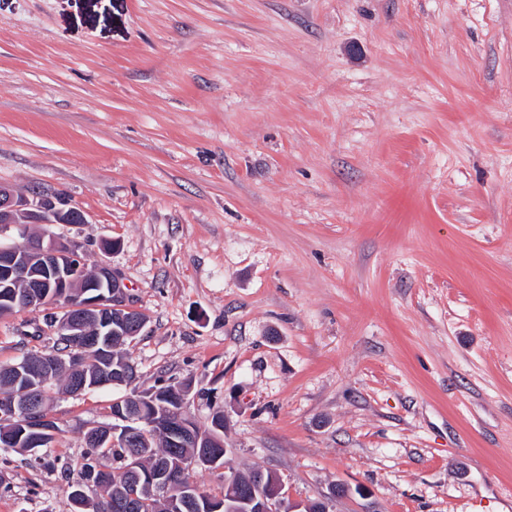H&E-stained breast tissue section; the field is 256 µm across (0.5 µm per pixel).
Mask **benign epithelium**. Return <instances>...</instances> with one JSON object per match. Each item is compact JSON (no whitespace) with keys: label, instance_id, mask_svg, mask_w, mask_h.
Listing matches in <instances>:
<instances>
[{"label":"benign epithelium","instance_id":"obj_1","mask_svg":"<svg viewBox=\"0 0 512 512\" xmlns=\"http://www.w3.org/2000/svg\"><path fill=\"white\" fill-rule=\"evenodd\" d=\"M74 214L79 215V223H88L86 214L60 195L18 198L10 189L0 186V239L6 240L11 234L30 224H64ZM80 251L79 244L64 242L52 236L46 241L40 240L38 245L24 251L5 243L0 246V285L13 288L22 283L41 292L52 288L66 294L71 289L80 287V274L85 272ZM96 279L100 284L98 296L85 299L81 304L71 307L70 311L74 312V316L59 327L51 329V332L79 338L86 335V324L96 320L103 323L106 336L133 338L141 335L146 326V317L128 304L127 289L122 277L111 267L99 265L96 267ZM50 366L51 361L48 359L36 364L26 360L6 367V372L12 377L20 378L35 368L44 371L50 369ZM109 379L112 380L114 388L128 386L132 382L131 371L124 365L114 363ZM167 392L179 398L181 408H187L191 390L176 382H166L160 390L133 391L124 395L128 404L112 411V423L100 426L104 438L111 439L117 445L139 435L149 436L143 427V404L153 405L158 395ZM35 411V402L22 394L11 408L0 415L20 429L13 436L1 432L0 447L4 448L6 443L18 441L25 435L31 444L38 445L48 435L58 432L52 416L40 417L35 415ZM215 441V437L205 436L189 424H184L175 431L173 439V443L177 445L185 444L195 448L192 465L226 470L228 466L221 464V457L213 452L212 444ZM136 477L166 503L168 512H181L184 502L193 496L194 484L190 479L184 478L175 484L166 476L149 471L138 473ZM250 479L254 484L266 486V493L259 497L254 494L244 495L239 474H226V503L211 507V512H221L223 508L232 512L237 504L244 512H330L329 503L340 495V491L332 489L319 498L293 505L288 500L284 482L276 474L253 471Z\"/></svg>","mask_w":512,"mask_h":512}]
</instances>
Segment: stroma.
<instances>
[{"instance_id": "1", "label": "stroma", "mask_w": 512, "mask_h": 512, "mask_svg": "<svg viewBox=\"0 0 512 512\" xmlns=\"http://www.w3.org/2000/svg\"><path fill=\"white\" fill-rule=\"evenodd\" d=\"M0 185L121 273L134 389L331 512H512V0H0ZM0 317V363L51 342ZM120 390L54 392L0 512H72Z\"/></svg>"}]
</instances>
